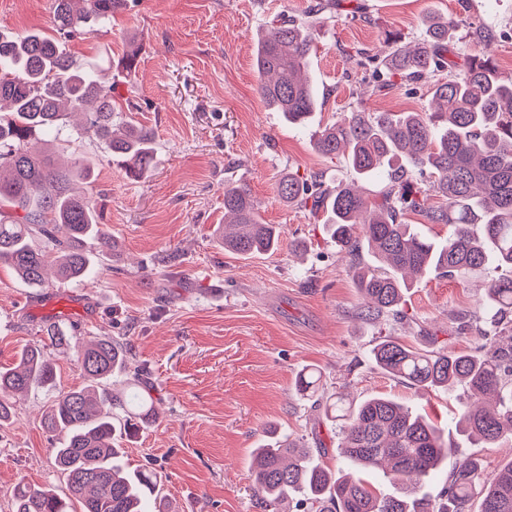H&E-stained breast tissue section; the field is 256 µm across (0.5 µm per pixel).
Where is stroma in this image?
<instances>
[{"label":"stroma","mask_w":512,"mask_h":512,"mask_svg":"<svg viewBox=\"0 0 512 512\" xmlns=\"http://www.w3.org/2000/svg\"><path fill=\"white\" fill-rule=\"evenodd\" d=\"M311 0H128L108 31L75 39L76 58L108 52L121 59L129 37L143 45L135 71L115 77L117 110L155 132L156 165L128 177L96 159L93 199L116 248L92 277L31 288L0 265V367L18 352L41 347L57 370L58 387H80L84 374L70 348L52 346L42 328L64 313L74 339L122 340L151 373L155 422L126 442L129 470L163 473L162 512H261L251 477L254 448L271 435L321 443L325 464L340 468L338 438L324 403L392 396L442 427L454 456L476 455L487 471L512 456L505 446L471 442L453 421L454 390L418 389L375 367L371 351L382 337L417 346L470 352L484 338L482 289L497 269L463 282L414 279L401 316L361 315L363 300L350 257L331 239L320 216L277 194L288 173H315L327 183L341 173L314 147L321 127L354 112H419L429 80L408 83L374 75L367 56L389 51L388 32L412 42L420 17L432 13L457 24L461 45L476 31L492 40L499 71L512 76V0H343L363 14L317 23L313 67L321 92L313 123L288 124L258 93L257 34L274 16L307 17ZM52 0H0V29L16 34L46 29ZM385 83L377 95L367 87ZM246 187L265 223L279 225L274 251L242 256L219 243L224 186ZM320 371L316 397L301 395L298 373ZM49 394L32 389L17 398L16 417L0 428V512H11L21 482L67 495L55 465L60 437L46 433Z\"/></svg>","instance_id":"obj_1"}]
</instances>
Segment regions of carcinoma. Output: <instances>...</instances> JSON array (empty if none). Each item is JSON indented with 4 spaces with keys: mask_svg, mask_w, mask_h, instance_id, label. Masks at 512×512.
Returning a JSON list of instances; mask_svg holds the SVG:
<instances>
[{
    "mask_svg": "<svg viewBox=\"0 0 512 512\" xmlns=\"http://www.w3.org/2000/svg\"><path fill=\"white\" fill-rule=\"evenodd\" d=\"M127 0H53L52 34L12 35L0 31V262L9 264L30 288H43L48 273L61 281L80 280L93 268L88 242L110 259L114 245L103 231L97 207L71 184L95 181L81 152L90 134L103 145L104 158L142 177L155 165V133L133 120H120L112 107V58L77 62L66 44L106 29ZM423 37L397 43L380 62L406 82L435 76L421 112H353L320 131L318 152L344 162L353 179L327 186L316 176L280 180L279 196L322 213L336 245L353 258L364 316L377 319L398 311L408 276L468 279L494 264L502 274L487 283L482 309L496 331L470 353L436 346L413 347L387 336L372 350L386 374L423 389L462 387L456 398L457 421L468 436L486 444L512 442V80L496 73L485 39L463 50L454 42L456 25L429 16ZM141 44L131 38L121 58L136 68ZM313 25L285 15L271 19L258 41L255 67L258 91L288 122L305 127L319 95L311 76ZM63 141L73 162L56 166L33 142ZM387 174L380 198L369 201L361 182ZM441 197L425 207L430 193ZM22 210L11 219L5 210ZM423 213L430 224H446L448 237L430 239L405 223L406 211ZM224 249L240 255L275 250L281 229L261 221L249 192L224 186ZM48 241L36 249L33 236ZM50 343L70 346L60 321L44 327ZM91 385L61 392L43 417L49 433L63 435L56 465L71 497L19 483L13 512H148L146 504L163 484L160 472L123 470L116 441L133 438L155 415L145 394L150 377L126 343L95 337L75 345ZM125 387H109L115 376ZM320 375L303 369L298 391L315 394ZM32 388L56 390L53 365L39 347L17 353V362L0 369V427L15 417L12 396ZM340 457L392 481L406 478L400 494L383 495L360 476L342 475L311 459L310 449L279 438L254 450L252 475L262 512H512V459L492 473L472 456L450 459L448 442L437 426L396 399L376 395L359 402L338 396L327 408ZM448 465L434 498L417 497L421 483Z\"/></svg>",
    "mask_w": 512,
    "mask_h": 512,
    "instance_id": "cac0c4a2",
    "label": "carcinoma"
}]
</instances>
